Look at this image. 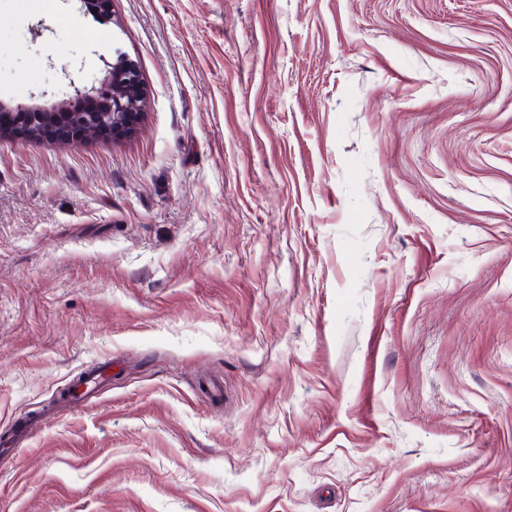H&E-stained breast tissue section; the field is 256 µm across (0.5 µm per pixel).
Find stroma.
<instances>
[{"label":"stroma","instance_id":"1","mask_svg":"<svg viewBox=\"0 0 512 512\" xmlns=\"http://www.w3.org/2000/svg\"><path fill=\"white\" fill-rule=\"evenodd\" d=\"M121 53L0 139V512H512V0H0L1 103ZM55 110L18 103L9 109L0 103V138L9 134L20 138L50 137L59 140L82 139L88 136H127L134 132L142 110L144 87L141 73L134 61L123 58L113 65L106 78L96 84L78 86ZM104 98L106 107L92 108L89 102ZM8 109L10 112H5Z\"/></svg>","mask_w":512,"mask_h":512}]
</instances>
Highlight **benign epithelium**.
<instances>
[{"label": "benign epithelium", "mask_w": 512, "mask_h": 512, "mask_svg": "<svg viewBox=\"0 0 512 512\" xmlns=\"http://www.w3.org/2000/svg\"><path fill=\"white\" fill-rule=\"evenodd\" d=\"M86 9L98 18L110 19L112 0H83ZM72 91L55 109L18 103L6 108L0 103V137H50L59 140L82 139L134 132L142 110L144 87L134 61L125 58L111 67L98 85L70 83Z\"/></svg>", "instance_id": "7a95c632"}]
</instances>
